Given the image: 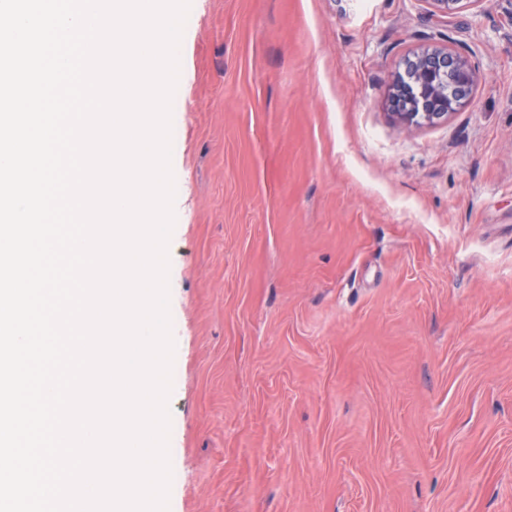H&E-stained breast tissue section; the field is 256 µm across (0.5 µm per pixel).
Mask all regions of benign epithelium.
Here are the masks:
<instances>
[{
    "mask_svg": "<svg viewBox=\"0 0 512 512\" xmlns=\"http://www.w3.org/2000/svg\"><path fill=\"white\" fill-rule=\"evenodd\" d=\"M436 15L474 9L486 0H426ZM476 81L469 61L446 48H424L406 58L389 92L390 117L399 126L436 125L465 107Z\"/></svg>",
    "mask_w": 512,
    "mask_h": 512,
    "instance_id": "1",
    "label": "benign epithelium"
}]
</instances>
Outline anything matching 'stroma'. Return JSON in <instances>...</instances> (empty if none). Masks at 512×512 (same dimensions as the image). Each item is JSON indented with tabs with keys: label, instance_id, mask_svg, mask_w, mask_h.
I'll return each instance as SVG.
<instances>
[{
	"label": "stroma",
	"instance_id": "stroma-1",
	"mask_svg": "<svg viewBox=\"0 0 512 512\" xmlns=\"http://www.w3.org/2000/svg\"><path fill=\"white\" fill-rule=\"evenodd\" d=\"M177 93L169 512H512V0H191ZM427 2L434 14L448 17L463 10L478 8L485 0H427ZM476 81L469 61L448 48H424L407 57L389 92L392 121L411 128L436 125L465 107Z\"/></svg>",
	"mask_w": 512,
	"mask_h": 512
}]
</instances>
